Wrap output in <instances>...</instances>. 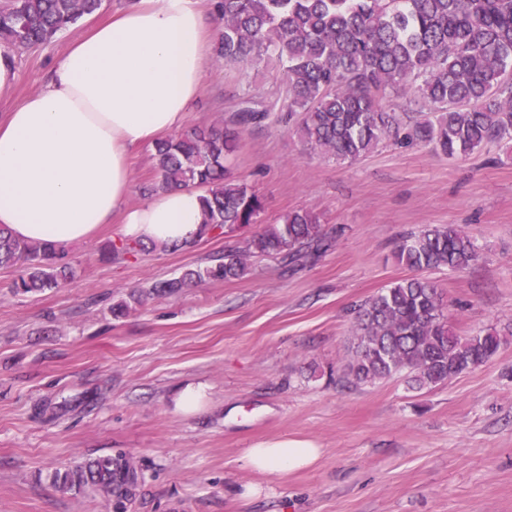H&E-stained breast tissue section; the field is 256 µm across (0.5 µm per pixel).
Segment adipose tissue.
<instances>
[{
  "instance_id": "ef3b65f1",
  "label": "adipose tissue",
  "mask_w": 512,
  "mask_h": 512,
  "mask_svg": "<svg viewBox=\"0 0 512 512\" xmlns=\"http://www.w3.org/2000/svg\"><path fill=\"white\" fill-rule=\"evenodd\" d=\"M200 0H131L75 40L39 89L0 121V225L66 248L122 214L127 238L198 239V188L129 208L127 159L180 129L198 102L215 36ZM318 448L280 438L245 449L248 468L282 474L313 465Z\"/></svg>"
}]
</instances>
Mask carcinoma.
Wrapping results in <instances>:
<instances>
[{"label":"carcinoma","instance_id":"carcinoma-1","mask_svg":"<svg viewBox=\"0 0 512 512\" xmlns=\"http://www.w3.org/2000/svg\"><path fill=\"white\" fill-rule=\"evenodd\" d=\"M103 0H0V47L20 53L52 42ZM223 24L216 60L226 66H283L287 112L297 115L304 143L340 162L388 145L429 146L444 156H467L491 141L512 143V0H214ZM407 91L417 108L386 103ZM264 111L245 105L227 120L162 139L154 145L152 190H204L203 236H223L265 223L261 196L231 175V157L245 128ZM329 246L320 217L285 215L246 246L225 247L205 267L188 268L148 292L132 291L112 306L121 313L153 293L246 274L255 255L286 263L309 260ZM147 252L143 243H108L102 259ZM395 256L417 275L380 289L355 308V339L337 375L347 385L374 384L404 371L415 390L432 388L496 354L499 333L460 334L448 321L427 270L463 271L481 254L454 224L427 225L404 237ZM0 268H14L15 295L64 287L74 271L66 251L26 242L0 226ZM62 492L102 495L124 510L137 500L142 467L130 456L90 458L54 472Z\"/></svg>","mask_w":512,"mask_h":512}]
</instances>
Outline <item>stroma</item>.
I'll return each instance as SVG.
<instances>
[{"label":"stroma","mask_w":512,"mask_h":512,"mask_svg":"<svg viewBox=\"0 0 512 512\" xmlns=\"http://www.w3.org/2000/svg\"><path fill=\"white\" fill-rule=\"evenodd\" d=\"M127 0H105L55 42L17 54L20 78L0 113L37 90L68 45ZM279 67L210 65L185 130L253 96L267 117L244 135L233 173L262 197L268 220L319 214L330 248L294 269L268 256L239 279L149 297L135 289L204 266L229 240L154 250L125 261L100 253L123 236L102 225L67 250L65 287L15 295L0 269V512H113L107 498L59 491L50 475L86 457L124 452L145 473L133 512H512V159L496 145L446 157L414 145L339 163L307 149L283 110ZM153 147L132 152L128 205L148 200ZM428 224L465 227L481 260L429 277L461 333L495 326L486 363L430 390L404 375L353 389L334 373L353 340V308L408 276L394 257ZM189 384L204 409L176 411ZM42 403L53 421L34 414ZM283 437L322 454L310 468L268 476L243 451ZM251 485L258 494H248Z\"/></svg>","instance_id":"stroma-1"}]
</instances>
